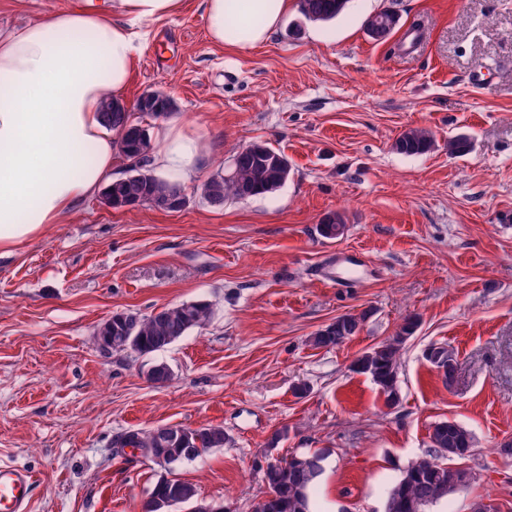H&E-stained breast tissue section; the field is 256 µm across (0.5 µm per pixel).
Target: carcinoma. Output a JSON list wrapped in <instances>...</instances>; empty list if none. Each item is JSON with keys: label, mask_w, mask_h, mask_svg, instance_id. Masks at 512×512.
Returning <instances> with one entry per match:
<instances>
[{"label": "carcinoma", "mask_w": 512, "mask_h": 512, "mask_svg": "<svg viewBox=\"0 0 512 512\" xmlns=\"http://www.w3.org/2000/svg\"><path fill=\"white\" fill-rule=\"evenodd\" d=\"M349 0H299L302 15L313 21H331L343 13ZM399 15L385 8L370 16L365 23L369 37L384 41L398 27ZM176 109L175 100L165 96L144 110L153 117L167 115ZM106 127L118 136L120 152L131 159L148 155L152 149L149 129L117 100H109L102 109ZM434 144L431 133L413 128L401 134L396 141L397 151L407 155H422ZM290 175L287 157L279 150L263 143H253V150L238 152L230 175L220 172L212 175L203 185L205 200L212 206H222L228 198L246 200L276 191ZM184 197L176 181L153 174L133 173L112 181L103 194L104 204L114 209L149 205L159 211L173 212L174 199ZM343 232V220L332 213L321 223L324 237L334 239ZM213 311L205 301H190L166 306L157 313L140 315L120 312L112 319V351L126 350L125 337H134V348L139 353L161 351L191 329L202 327L211 320ZM365 319L364 314L347 313L319 330L312 337L318 347H335L354 335ZM415 329L408 322L396 336L379 343L358 357L355 369L371 377L385 396L388 406L399 403L397 385L398 360L404 340ZM430 441L435 448H471L473 435L455 421L444 420L433 426ZM228 442L224 427L210 425L183 440L175 435L162 443L155 442L153 430H131L117 436V448H139L142 455L152 460L164 455L167 466L199 457L211 448H222ZM322 457L318 454L291 455L282 464L265 473V496L252 505V512H311L309 490L322 471ZM459 472L448 463L419 457L410 462L401 478L393 485L386 502L385 512H413L411 505L422 503L432 506L457 490ZM196 496V488L181 479L159 477L152 489L145 512H164L175 503H185Z\"/></svg>", "instance_id": "cac0c4a2"}]
</instances>
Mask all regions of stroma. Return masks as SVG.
Returning <instances> with one entry per match:
<instances>
[{"label":"stroma","mask_w":512,"mask_h":512,"mask_svg":"<svg viewBox=\"0 0 512 512\" xmlns=\"http://www.w3.org/2000/svg\"><path fill=\"white\" fill-rule=\"evenodd\" d=\"M70 6L110 4L0 0V31ZM387 6L400 24L377 42L365 21ZM145 29L120 100L169 94L170 121L202 136L186 206L95 199L0 254V462L35 475L31 512H142L162 469L112 441L162 425L223 426L228 444L173 472L227 512L264 494L283 428L279 456H322L313 512H384L448 419L474 437L463 464L476 479L428 512L482 499L512 512V0H349L327 23L294 8L248 51L209 40L202 0ZM411 128L432 133L429 152L396 150ZM456 136L464 155L448 151ZM253 142L285 154L288 180L209 205L203 183ZM329 213L345 225L334 239L320 233ZM331 251L356 279L318 280ZM195 300L211 321L164 350L96 345L113 313ZM361 312L342 345L311 343ZM411 319L390 407L350 365ZM432 344L453 353L452 381L425 359ZM158 363L163 386L147 378Z\"/></svg>","instance_id":"35a3bbf8"}]
</instances>
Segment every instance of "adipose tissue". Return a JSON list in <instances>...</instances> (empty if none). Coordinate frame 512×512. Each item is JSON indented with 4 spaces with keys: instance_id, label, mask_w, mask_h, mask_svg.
I'll return each mask as SVG.
<instances>
[{
    "instance_id": "adipose-tissue-1",
    "label": "adipose tissue",
    "mask_w": 512,
    "mask_h": 512,
    "mask_svg": "<svg viewBox=\"0 0 512 512\" xmlns=\"http://www.w3.org/2000/svg\"><path fill=\"white\" fill-rule=\"evenodd\" d=\"M182 0H112L111 11L70 8L0 32V251L40 237L111 184L119 160L102 106L126 88L143 24ZM290 0H204L211 41L238 50L265 43ZM150 155L158 170L192 177L200 136L167 123Z\"/></svg>"
}]
</instances>
